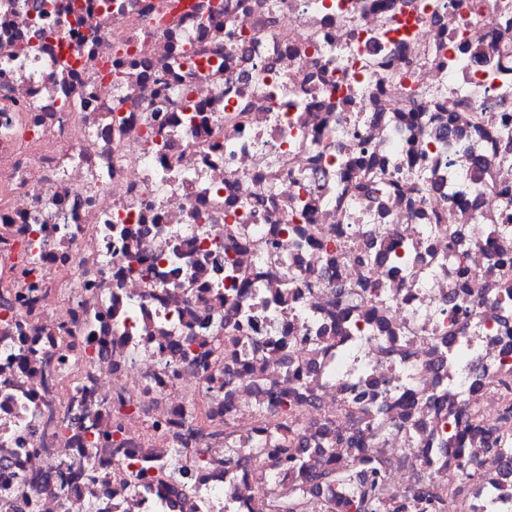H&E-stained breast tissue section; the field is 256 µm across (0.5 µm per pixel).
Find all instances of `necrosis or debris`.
I'll return each instance as SVG.
<instances>
[{
    "instance_id": "4bbe7bcc",
    "label": "necrosis or debris",
    "mask_w": 512,
    "mask_h": 512,
    "mask_svg": "<svg viewBox=\"0 0 512 512\" xmlns=\"http://www.w3.org/2000/svg\"><path fill=\"white\" fill-rule=\"evenodd\" d=\"M373 475L512 512V0H0V512Z\"/></svg>"
}]
</instances>
